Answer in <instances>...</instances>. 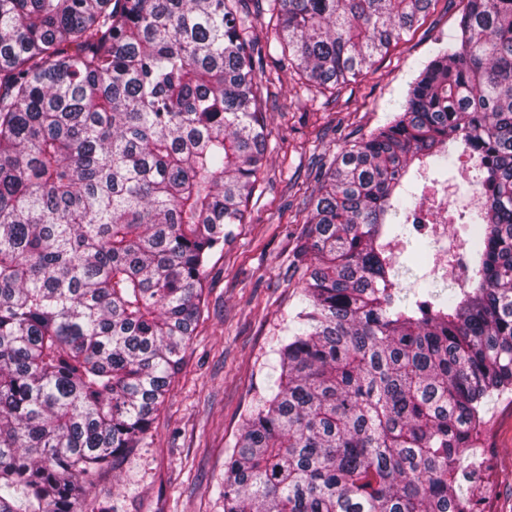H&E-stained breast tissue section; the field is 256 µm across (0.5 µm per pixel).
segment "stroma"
Listing matches in <instances>:
<instances>
[{
	"instance_id": "stroma-1",
	"label": "stroma",
	"mask_w": 512,
	"mask_h": 512,
	"mask_svg": "<svg viewBox=\"0 0 512 512\" xmlns=\"http://www.w3.org/2000/svg\"><path fill=\"white\" fill-rule=\"evenodd\" d=\"M462 8L437 0L335 103L308 97L286 72L269 87L268 162L246 221L209 260L197 328L145 447L94 482L93 512H224V464L247 414L272 393L275 351L299 302L295 251L307 227L292 207L317 195L321 163L399 112ZM484 420L494 512H512V401L490 397Z\"/></svg>"
}]
</instances>
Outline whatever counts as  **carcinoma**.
<instances>
[{"mask_svg": "<svg viewBox=\"0 0 512 512\" xmlns=\"http://www.w3.org/2000/svg\"><path fill=\"white\" fill-rule=\"evenodd\" d=\"M436 2L0 0V512H86L145 444L267 162L262 52L345 84ZM463 2L304 207L299 307L224 512H473L461 460L512 391V0ZM463 157L482 202L459 288L391 243L411 181Z\"/></svg>", "mask_w": 512, "mask_h": 512, "instance_id": "cac0c4a2", "label": "carcinoma"}]
</instances>
